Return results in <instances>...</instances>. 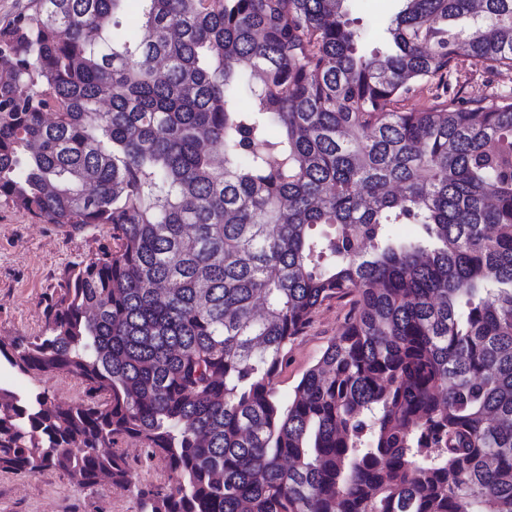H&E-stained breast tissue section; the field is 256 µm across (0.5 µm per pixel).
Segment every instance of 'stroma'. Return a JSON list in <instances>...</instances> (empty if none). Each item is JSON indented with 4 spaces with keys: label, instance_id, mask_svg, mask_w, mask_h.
<instances>
[{
    "label": "stroma",
    "instance_id": "35a3bbf8",
    "mask_svg": "<svg viewBox=\"0 0 512 512\" xmlns=\"http://www.w3.org/2000/svg\"><path fill=\"white\" fill-rule=\"evenodd\" d=\"M403 7L401 0H347L352 26L376 34L384 31ZM454 89L469 92H510L512 81L468 61L457 68ZM108 226L67 234L49 224L35 223L25 211L0 201V338L33 336L44 328L43 311L63 269L92 257L109 240ZM351 304L332 301L288 348V362L277 377L281 399H288L304 372L320 356L327 342L342 329ZM0 381L24 393L34 387L48 391L61 403L84 400L85 390L72 376L57 373L37 378L0 373ZM117 449L129 464V486L102 483L92 488L72 484L65 473L47 468L31 475L0 472V512H137L139 489L163 483L162 463H148L143 446L133 439Z\"/></svg>",
    "mask_w": 512,
    "mask_h": 512
}]
</instances>
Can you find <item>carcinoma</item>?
<instances>
[{
    "label": "carcinoma",
    "instance_id": "obj_1",
    "mask_svg": "<svg viewBox=\"0 0 512 512\" xmlns=\"http://www.w3.org/2000/svg\"><path fill=\"white\" fill-rule=\"evenodd\" d=\"M124 2L0 27V199L112 229L0 341L87 395L0 386V470L126 485L135 439L168 471L138 512H512V95L396 109L512 69V0H403L372 54L346 0H138L118 40ZM348 296L282 403L288 345ZM511 73L512 69H499L488 72L482 65L464 61L457 67L455 73L456 81H453L454 93L457 90L463 93L469 92H510L512 91V79L510 82H503L499 79L500 74ZM434 91L429 84H413L412 91L399 103L398 107L402 111H424L433 103Z\"/></svg>",
    "mask_w": 512,
    "mask_h": 512
}]
</instances>
